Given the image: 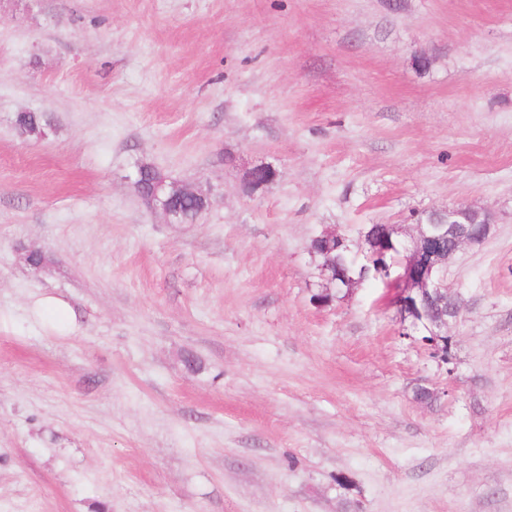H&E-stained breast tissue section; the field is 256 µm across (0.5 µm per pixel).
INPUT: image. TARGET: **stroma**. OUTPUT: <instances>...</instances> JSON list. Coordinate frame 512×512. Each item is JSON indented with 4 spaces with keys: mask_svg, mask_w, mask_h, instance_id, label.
<instances>
[{
    "mask_svg": "<svg viewBox=\"0 0 512 512\" xmlns=\"http://www.w3.org/2000/svg\"><path fill=\"white\" fill-rule=\"evenodd\" d=\"M454 204L449 366L317 302L313 237ZM0 512H512V0H0ZM26 113V114H23ZM21 124L26 129L25 138L34 139L36 134L45 130L50 124L48 117L39 112H21L16 116L15 126ZM168 186L162 181L157 184L151 195L143 198L145 203L153 210L161 212L167 219L168 223L181 224L178 218V212L171 204V197L167 194Z\"/></svg>",
    "mask_w": 512,
    "mask_h": 512,
    "instance_id": "stroma-1",
    "label": "stroma"
}]
</instances>
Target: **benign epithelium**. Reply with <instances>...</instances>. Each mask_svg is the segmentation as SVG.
Returning <instances> with one entry per match:
<instances>
[{"label": "benign epithelium", "mask_w": 512, "mask_h": 512, "mask_svg": "<svg viewBox=\"0 0 512 512\" xmlns=\"http://www.w3.org/2000/svg\"><path fill=\"white\" fill-rule=\"evenodd\" d=\"M274 170L257 167L248 174V184L258 190L274 179ZM145 203L161 212L170 223L179 224L167 185L155 186ZM494 216L466 206L452 205L432 212L430 219L416 221V234L403 245L395 238V225H386L379 237L365 228L363 241L367 265L358 276L336 260V251L348 250L344 238L334 232L315 237L311 254L327 283L334 286L359 285L369 278L382 282L391 295L404 330L421 333L442 352L448 350V328L459 313L461 298L448 289V260L464 246H478L491 234Z\"/></svg>", "instance_id": "obj_1"}]
</instances>
